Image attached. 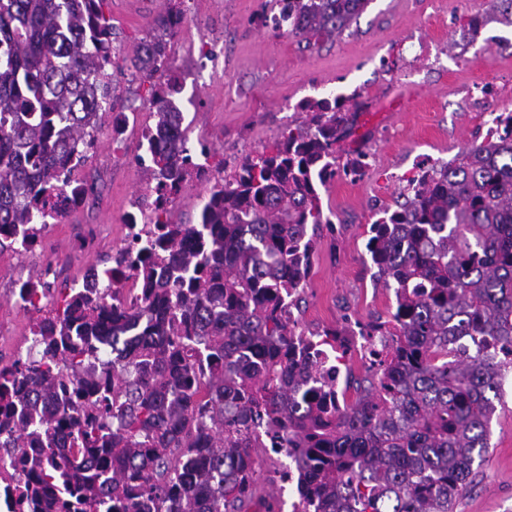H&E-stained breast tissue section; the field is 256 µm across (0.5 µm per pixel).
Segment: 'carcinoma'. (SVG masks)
<instances>
[{
	"label": "carcinoma",
	"mask_w": 512,
	"mask_h": 512,
	"mask_svg": "<svg viewBox=\"0 0 512 512\" xmlns=\"http://www.w3.org/2000/svg\"><path fill=\"white\" fill-rule=\"evenodd\" d=\"M102 0H0V226L38 231L116 98L105 80ZM369 0H288L275 29L307 43L349 27ZM173 8L131 60L159 108L143 168L160 202L194 165L164 49ZM352 98L310 101L272 152L215 187L197 224L135 237L142 301L109 285L60 298L36 349L0 369V451L26 460V512H245L256 448H286L305 512H454L512 371V112L483 140L407 179L366 249L394 285L375 391L336 406L325 364L336 331L298 329L292 308L336 176ZM83 338L81 346L72 337ZM75 384L74 417L55 401ZM28 385L19 397L18 387ZM45 448L28 454L31 439Z\"/></svg>",
	"instance_id": "obj_1"
}]
</instances>
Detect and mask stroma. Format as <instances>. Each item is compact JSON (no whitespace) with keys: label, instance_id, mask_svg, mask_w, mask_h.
Instances as JSON below:
<instances>
[{"label":"stroma","instance_id":"obj_1","mask_svg":"<svg viewBox=\"0 0 512 512\" xmlns=\"http://www.w3.org/2000/svg\"><path fill=\"white\" fill-rule=\"evenodd\" d=\"M171 7L195 23L166 46L168 68L182 83L187 146L196 149L198 138L210 136L212 164L225 175L247 156L273 150L296 117L289 103L331 92L364 94L353 133L337 144L336 155L344 161L361 151L367 165L358 176L337 171L322 192L333 225L316 232L310 275L294 311L306 331L354 336L389 319L394 289L375 275L366 251L370 225L394 206L404 178L480 142L484 112L512 111V13L501 0H369L346 30L314 45L257 23V16L269 15L270 0H103L112 24L106 72L117 88L114 109L136 112L137 120L119 142L111 121L102 120L97 146L79 170L94 189L82 207L49 229L35 251L0 249V325L10 331L0 344L2 363L13 360L15 345L35 323L10 303L18 278H38L49 262L68 283L89 266H109L126 213L150 190L129 154L154 124L155 109L148 85L132 80L127 60L150 21ZM474 15L485 21L477 37L468 31ZM205 47L221 50L220 73L200 75ZM474 52L477 62L459 65V57ZM487 73L495 93L477 112L473 95ZM504 389L489 423V451L454 512H512V382ZM257 460L253 498L286 512L290 492L278 477L280 461L263 452Z\"/></svg>","mask_w":512,"mask_h":512}]
</instances>
